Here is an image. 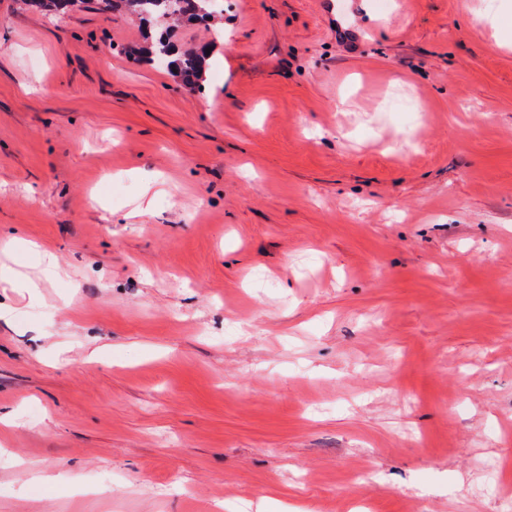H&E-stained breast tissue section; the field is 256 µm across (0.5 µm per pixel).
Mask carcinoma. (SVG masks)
<instances>
[{
  "instance_id": "carcinoma-1",
  "label": "carcinoma",
  "mask_w": 512,
  "mask_h": 512,
  "mask_svg": "<svg viewBox=\"0 0 512 512\" xmlns=\"http://www.w3.org/2000/svg\"><path fill=\"white\" fill-rule=\"evenodd\" d=\"M211 0H24L27 8L42 14L60 15L71 11L76 5H92L107 13L124 11L143 20L177 21L183 23L208 22L221 11L210 5ZM126 54L135 62H155L158 58L168 60V68L177 70L181 86L194 91L199 86L202 72L209 56L206 47H195L177 52L166 38L160 36L138 47H129Z\"/></svg>"
}]
</instances>
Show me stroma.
I'll return each mask as SVG.
<instances>
[{
	"instance_id": "stroma-1",
	"label": "stroma",
	"mask_w": 512,
	"mask_h": 512,
	"mask_svg": "<svg viewBox=\"0 0 512 512\" xmlns=\"http://www.w3.org/2000/svg\"><path fill=\"white\" fill-rule=\"evenodd\" d=\"M361 2L0 0V512H500L512 0ZM25 6L42 14L60 15L71 11L76 5H94L91 7L107 13L124 11L143 20L156 23L177 21L183 23L208 22L223 10H215L211 0H24ZM174 2L173 11L168 4ZM159 18L162 20L160 21ZM208 46L195 47L176 52L174 45L166 40L162 34L144 45L138 47H128L126 54L135 62L147 61L154 63L158 58H166L168 60V68L172 71L177 70L176 76L179 77L181 86L188 91H194L199 86L202 78V72L206 63L210 58V54L206 55Z\"/></svg>"
}]
</instances>
